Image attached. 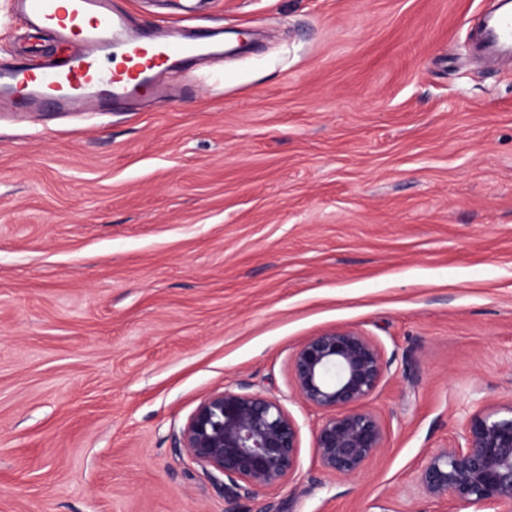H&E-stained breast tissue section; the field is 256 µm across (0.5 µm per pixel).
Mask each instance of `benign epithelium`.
I'll list each match as a JSON object with an SVG mask.
<instances>
[{"instance_id":"7a95c632","label":"benign epithelium","mask_w":512,"mask_h":512,"mask_svg":"<svg viewBox=\"0 0 512 512\" xmlns=\"http://www.w3.org/2000/svg\"><path fill=\"white\" fill-rule=\"evenodd\" d=\"M290 370L299 399L323 412L314 432L320 467L344 478L360 474L387 442L383 420L366 405L387 371L381 348L359 330L336 327L301 343ZM182 443L227 499L276 489L299 464V426L281 404L230 388L200 402ZM416 483L427 497L470 512H512V407L473 415L427 458Z\"/></svg>"}]
</instances>
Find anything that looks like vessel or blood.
<instances>
[{"label": "vessel or blood", "instance_id": "b4317fda", "mask_svg": "<svg viewBox=\"0 0 512 512\" xmlns=\"http://www.w3.org/2000/svg\"><path fill=\"white\" fill-rule=\"evenodd\" d=\"M28 29L50 31L69 45L57 63L0 69V112H116L143 87L163 95L165 71L190 59L223 56L220 32L197 40L179 32L130 33L111 0H14ZM478 54L512 58V6L485 17Z\"/></svg>", "mask_w": 512, "mask_h": 512}]
</instances>
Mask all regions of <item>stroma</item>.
Here are the masks:
<instances>
[{
    "mask_svg": "<svg viewBox=\"0 0 512 512\" xmlns=\"http://www.w3.org/2000/svg\"><path fill=\"white\" fill-rule=\"evenodd\" d=\"M130 26L253 32L122 112L0 114V512H454L427 457L512 406V67L493 0H112ZM58 47L0 0V64ZM352 327L387 372L361 474L316 460L290 358ZM300 428L225 500L181 443L224 388ZM500 1L509 6L485 17L474 49L481 55L506 59L512 58V2Z\"/></svg>",
    "mask_w": 512,
    "mask_h": 512,
    "instance_id": "1",
    "label": "stroma"
}]
</instances>
